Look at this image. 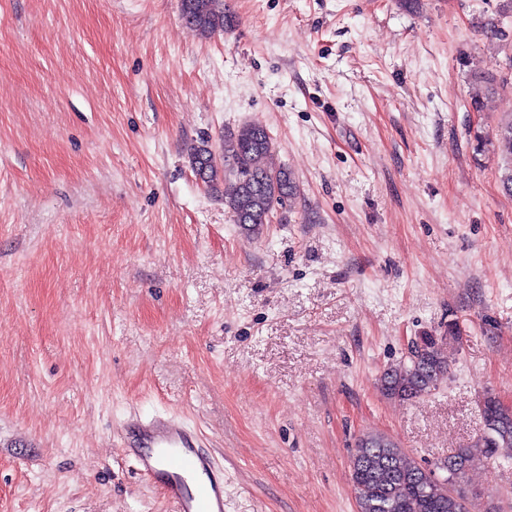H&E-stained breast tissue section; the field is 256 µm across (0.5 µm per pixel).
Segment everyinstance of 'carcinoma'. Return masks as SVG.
Segmentation results:
<instances>
[{"label":"carcinoma","instance_id":"obj_1","mask_svg":"<svg viewBox=\"0 0 512 512\" xmlns=\"http://www.w3.org/2000/svg\"><path fill=\"white\" fill-rule=\"evenodd\" d=\"M181 16L189 29L204 37L236 24L224 0H181ZM506 18L512 19V0H500L498 17L487 23L493 38L504 41L512 36L503 26ZM495 136L500 151L499 183L512 196V112L503 113ZM272 146L267 129L250 123L224 135L221 165L207 143L190 149L192 170L211 188L223 181L224 208L232 223L248 235L259 233L298 196L292 173L269 164ZM448 368L438 339L426 336L415 344L408 361L389 368L382 389L391 397L410 400L435 390ZM481 416L483 435L433 468L410 460L381 433L364 434L357 440L351 462L357 512H472L463 487L467 472L484 459H512V409L487 396Z\"/></svg>","mask_w":512,"mask_h":512}]
</instances>
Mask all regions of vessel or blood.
I'll list each match as a JSON object with an SVG mask.
<instances>
[{
	"label": "vessel or blood",
	"mask_w": 512,
	"mask_h": 512,
	"mask_svg": "<svg viewBox=\"0 0 512 512\" xmlns=\"http://www.w3.org/2000/svg\"><path fill=\"white\" fill-rule=\"evenodd\" d=\"M119 445L146 481L157 484L170 512H224V476L198 434L173 417L132 415Z\"/></svg>",
	"instance_id": "b4317fda"
}]
</instances>
